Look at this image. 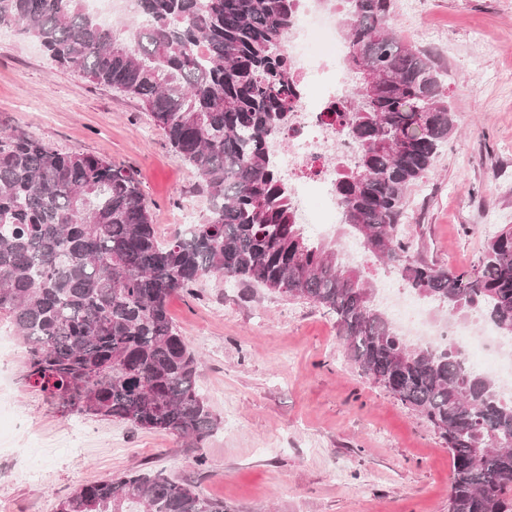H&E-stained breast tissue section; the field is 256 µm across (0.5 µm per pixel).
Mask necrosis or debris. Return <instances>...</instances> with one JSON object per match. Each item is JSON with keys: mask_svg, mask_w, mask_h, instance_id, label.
I'll return each instance as SVG.
<instances>
[{"mask_svg": "<svg viewBox=\"0 0 512 512\" xmlns=\"http://www.w3.org/2000/svg\"><path fill=\"white\" fill-rule=\"evenodd\" d=\"M320 0H300L284 48L294 67L296 95L288 123L271 145L280 174L287 179L297 223L313 226L307 206L310 194H317L330 211H338L335 193L334 157L353 160L356 145L344 137L335 108L345 100L353 78L343 60L349 52L347 41L336 31V18L324 14ZM379 302L392 310L395 325L409 341L425 340L438 345L453 343L468 349L471 343L488 346L506 368L512 383V339L496 335L480 318L469 323L435 327L407 315V303L399 287L382 289Z\"/></svg>", "mask_w": 512, "mask_h": 512, "instance_id": "1", "label": "necrosis or debris"}]
</instances>
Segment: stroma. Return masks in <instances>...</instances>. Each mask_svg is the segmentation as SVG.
Masks as SVG:
<instances>
[{
    "mask_svg": "<svg viewBox=\"0 0 512 512\" xmlns=\"http://www.w3.org/2000/svg\"><path fill=\"white\" fill-rule=\"evenodd\" d=\"M392 28L445 71L456 131L407 194L401 234L427 262L470 269L512 225V0H393ZM134 170L157 236L199 223L198 171L141 100L55 65L0 25V128ZM169 314L198 353L218 426L202 448L112 419L71 415L24 375L0 322V512H56L82 485L162 470L232 512H448L452 459L418 413L362 376L321 307L202 278ZM205 465H198V455Z\"/></svg>",
    "mask_w": 512,
    "mask_h": 512,
    "instance_id": "1",
    "label": "stroma"
}]
</instances>
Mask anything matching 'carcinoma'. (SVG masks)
<instances>
[{
    "label": "carcinoma",
    "instance_id": "cac0c4a2",
    "mask_svg": "<svg viewBox=\"0 0 512 512\" xmlns=\"http://www.w3.org/2000/svg\"><path fill=\"white\" fill-rule=\"evenodd\" d=\"M83 0H0V24L60 66L138 97L177 156L202 176L207 214L156 236L135 173L0 132V316L27 346L26 381L73 415L112 418L202 447L217 426L196 388L198 357L168 313L203 277L323 307L348 357L430 423L453 460L448 512H512V397L452 344L413 345L374 304L364 271L306 238L274 169L295 83L283 42L298 0H135L106 24ZM355 72L336 105L358 145L336 164L344 223L366 252L449 317L478 312L512 337V225L473 269L417 257L399 235L407 190L454 129L431 57L391 29L392 0H324ZM57 512H228L161 471L76 489Z\"/></svg>",
    "mask_w": 512,
    "mask_h": 512
}]
</instances>
